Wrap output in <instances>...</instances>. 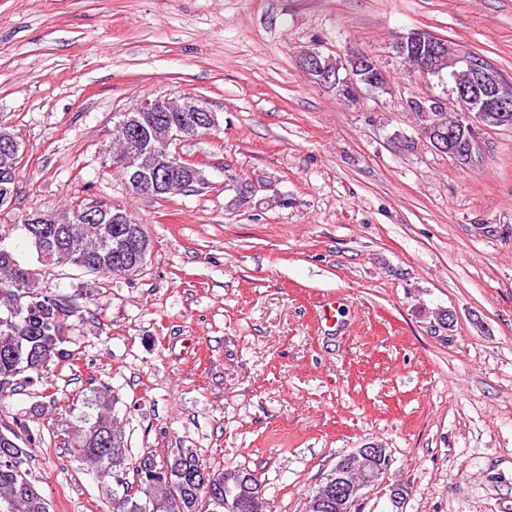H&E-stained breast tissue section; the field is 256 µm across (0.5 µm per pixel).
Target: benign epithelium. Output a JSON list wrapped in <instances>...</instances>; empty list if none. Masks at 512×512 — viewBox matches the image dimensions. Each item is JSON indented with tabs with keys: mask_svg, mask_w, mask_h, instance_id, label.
<instances>
[{
	"mask_svg": "<svg viewBox=\"0 0 512 512\" xmlns=\"http://www.w3.org/2000/svg\"><path fill=\"white\" fill-rule=\"evenodd\" d=\"M434 41L425 38L420 31L415 30L398 40L397 55L402 56L408 52L416 53L421 62V72L424 75L434 73L432 58L435 51L431 50ZM304 70L313 73L324 82L335 81L344 85L352 100H357L366 84L368 71L373 63L358 55L350 57L343 64V71L338 72L328 68L322 62V54L318 51H308L303 55ZM470 94L467 98L468 106L465 111L458 114L455 121L460 132L467 142V149L455 152L451 135L443 133L442 121L435 122L424 132L429 136L434 131L437 134L435 144L442 150L454 155L458 163L467 162L472 158V150L478 144L477 130L488 125L509 126L512 124V82L505 81L490 73L485 74V80L471 89L456 91L459 95ZM181 98L187 100L183 111L189 113L188 118L180 125L166 124L163 126L162 152L156 151L155 137L144 134L141 119L147 112H167L171 107V98L168 94L159 95L153 99L137 101L119 122L127 137L125 160L133 164L131 187L138 191H145L150 195L161 196L177 194L189 186L203 191L209 188V181L193 185V173L198 169L196 162L187 159L180 151L181 145L198 137V132L204 128L219 131L216 115L211 112L205 102L190 94H183ZM390 461L386 449L365 447L358 448L336 462V481L326 484L323 496L334 500L336 512H359L361 501L366 497L369 489L368 481L356 482L352 474L357 470H366L380 462ZM390 466L381 468L379 484L388 487L389 499L393 507L400 508L407 498L403 487L391 484L388 481Z\"/></svg>",
	"mask_w": 512,
	"mask_h": 512,
	"instance_id": "obj_1",
	"label": "benign epithelium"
}]
</instances>
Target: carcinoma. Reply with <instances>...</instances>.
I'll return each instance as SVG.
<instances>
[{"label":"carcinoma","instance_id":"obj_1","mask_svg":"<svg viewBox=\"0 0 512 512\" xmlns=\"http://www.w3.org/2000/svg\"><path fill=\"white\" fill-rule=\"evenodd\" d=\"M19 160L0 150V183L17 184ZM84 224H0V397L39 379L73 359L70 320L76 306L69 296L42 287V272L72 266L100 278L124 275L142 252L148 232L130 220ZM22 229L35 253L36 264L19 262L1 246ZM75 420L50 419L32 431L28 419L15 417L0 424V512H50V503L28 479L26 449L48 431L69 448L76 460L112 482V512H268L263 489L244 469L208 471L190 449L156 461L146 455L132 458L122 421L115 415L117 399L101 383L78 395Z\"/></svg>","mask_w":512,"mask_h":512}]
</instances>
